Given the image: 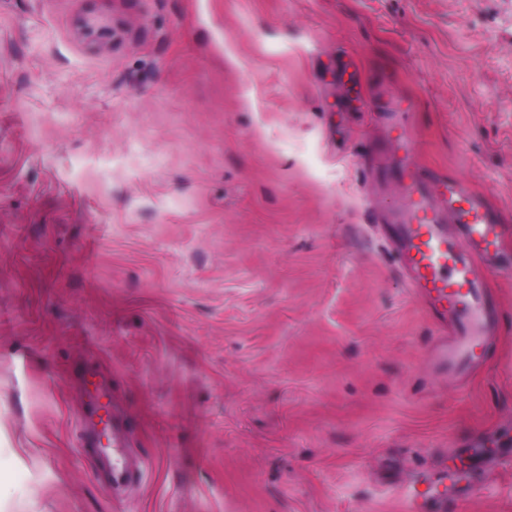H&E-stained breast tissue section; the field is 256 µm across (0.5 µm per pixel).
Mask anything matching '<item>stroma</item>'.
Returning a JSON list of instances; mask_svg holds the SVG:
<instances>
[{
    "mask_svg": "<svg viewBox=\"0 0 512 512\" xmlns=\"http://www.w3.org/2000/svg\"><path fill=\"white\" fill-rule=\"evenodd\" d=\"M384 94L512 213V0H0V512H403L478 435L512 512V323L429 370Z\"/></svg>",
    "mask_w": 512,
    "mask_h": 512,
    "instance_id": "obj_1",
    "label": "stroma"
}]
</instances>
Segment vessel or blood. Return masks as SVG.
<instances>
[{"instance_id": "obj_1", "label": "vessel or blood", "mask_w": 512, "mask_h": 512, "mask_svg": "<svg viewBox=\"0 0 512 512\" xmlns=\"http://www.w3.org/2000/svg\"><path fill=\"white\" fill-rule=\"evenodd\" d=\"M408 102L391 100L388 119L396 134L387 149L396 161H379L378 174L399 186L401 204L388 226L392 252L402 264L414 299L440 336L430 360L457 379L484 361L504 311L487 287L512 274V216L492 206L461 179L421 167L415 136L405 117ZM428 497L411 491L405 512H447L472 487L465 470L441 472Z\"/></svg>"}]
</instances>
